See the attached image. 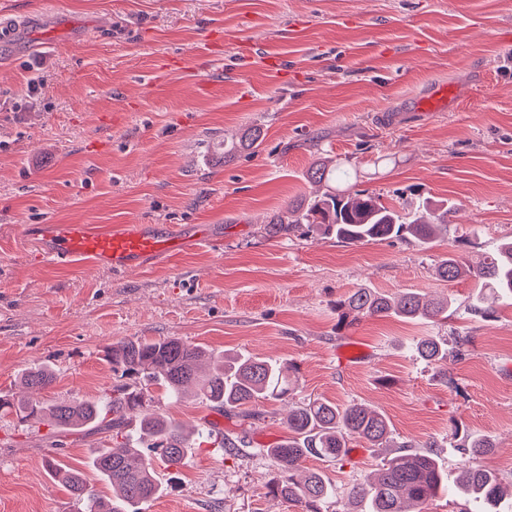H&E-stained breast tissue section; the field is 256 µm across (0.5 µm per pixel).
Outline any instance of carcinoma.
I'll list each match as a JSON object with an SVG mask.
<instances>
[{"label": "carcinoma", "instance_id": "cac0c4a2", "mask_svg": "<svg viewBox=\"0 0 512 512\" xmlns=\"http://www.w3.org/2000/svg\"><path fill=\"white\" fill-rule=\"evenodd\" d=\"M262 139L257 129L244 132L238 141L224 144V162L238 153L256 148ZM311 182L325 190L294 205L290 223L277 218L267 224L268 235L275 237L302 231L334 238L341 243L383 240H412L430 248L441 232L447 230L448 202L433 203L425 198L413 211H399L382 202L380 196L349 183V173L341 163L313 165L308 172ZM437 277L454 282L469 278L478 291L472 298L469 314L487 319L501 306H512V240L494 252L481 255L466 264L455 255L439 260ZM448 301L429 298L416 292L390 297L370 288H356L336 300V330L353 327L365 318H390L412 322H437L449 317ZM414 353L428 362L438 363L445 356L444 345L433 338L417 341ZM112 371L149 386L165 388L170 397L184 399L188 391L218 408L238 409L260 399H284L290 394V368L256 356L241 355L231 360L217 359L215 353L175 337L159 339L124 338L108 350ZM56 380L47 364H35L26 372L24 385L30 391L25 398L0 396V410L15 413L32 426L49 425L56 432L93 425L122 440L116 446L94 449L91 467L112 486L114 499L100 497L77 469H62L51 464L69 487L78 512H146L149 503L165 491L155 469L159 461L165 469L178 468L190 452V436L183 425L153 413L140 420V433L150 441L151 454L145 455L134 445L127 415L142 406V392L128 386L112 387L93 401L46 404L33 393L50 387ZM288 439L266 449L281 476L270 493L292 502L301 512H323L322 506L336 496V487L321 473L302 471V463L313 456L342 462L350 453L348 440L358 437L374 448L389 434L386 416L367 405L345 409L326 400H315L292 411L288 416ZM194 433L197 439L219 448H235L227 438L205 422ZM413 450L406 445L384 460L375 476L350 489V497L365 503V512H424L423 506L448 491L443 469L432 448ZM495 448L489 435L467 433L461 454L466 462L456 481L460 494L482 504L495 505L503 497L496 474L473 464Z\"/></svg>", "mask_w": 512, "mask_h": 512}]
</instances>
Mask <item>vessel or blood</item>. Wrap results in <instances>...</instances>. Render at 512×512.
Here are the masks:
<instances>
[{
    "label": "vessel or blood",
    "mask_w": 512,
    "mask_h": 512,
    "mask_svg": "<svg viewBox=\"0 0 512 512\" xmlns=\"http://www.w3.org/2000/svg\"><path fill=\"white\" fill-rule=\"evenodd\" d=\"M455 96L452 87L435 88L420 103L427 111H443ZM45 254L54 261L81 260L108 268H135L137 260L180 249V238L147 233L140 224H120L96 231L84 224L51 225Z\"/></svg>",
    "instance_id": "obj_1"
}]
</instances>
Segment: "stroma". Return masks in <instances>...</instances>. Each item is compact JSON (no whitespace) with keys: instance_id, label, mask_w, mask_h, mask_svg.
Segmentation results:
<instances>
[{"instance_id":"1","label":"stroma","mask_w":512,"mask_h":512,"mask_svg":"<svg viewBox=\"0 0 512 512\" xmlns=\"http://www.w3.org/2000/svg\"><path fill=\"white\" fill-rule=\"evenodd\" d=\"M0 395L22 394L35 363L56 372L43 401L99 398L121 384L106 354L129 337H177L291 367L288 398L248 416L144 391V408L197 424L222 419L242 439L231 455L203 445L147 512H299L273 497L268 448L288 414L313 399L379 408L389 447L435 442L456 479L455 423L492 435L483 459L512 491V308L465 314L473 284L439 280L448 254L467 259L512 236V0H0ZM43 86L30 93L28 83ZM461 101L418 112L433 84ZM264 134L225 163L224 143ZM355 165L357 186L412 209L448 200V234L346 244L268 237L289 202L316 190L318 159ZM39 224H152L195 245L126 272L56 263L26 229ZM370 288L451 298L440 324L366 319L337 331L343 294ZM447 341L446 362L412 342ZM0 417V512H64L72 499L49 460L84 467L107 434ZM344 464L308 458L336 487L324 512H357L348 492L389 448L349 442Z\"/></svg>"}]
</instances>
